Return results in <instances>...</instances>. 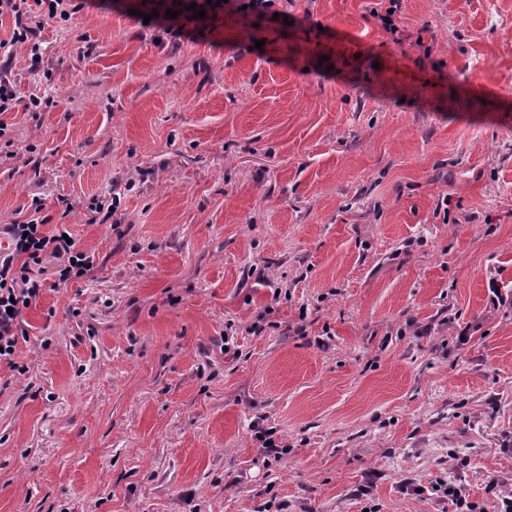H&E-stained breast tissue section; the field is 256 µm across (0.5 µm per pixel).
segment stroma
Here are the masks:
<instances>
[{
	"instance_id": "obj_1",
	"label": "stroma",
	"mask_w": 512,
	"mask_h": 512,
	"mask_svg": "<svg viewBox=\"0 0 512 512\" xmlns=\"http://www.w3.org/2000/svg\"><path fill=\"white\" fill-rule=\"evenodd\" d=\"M380 2L195 41L92 0L14 61L50 104L4 116L0 225L41 200L94 268L0 366V512H453L448 481L495 512L512 0H402L400 44Z\"/></svg>"
}]
</instances>
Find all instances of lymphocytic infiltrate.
<instances>
[{
  "instance_id": "1",
  "label": "lymphocytic infiltrate",
  "mask_w": 512,
  "mask_h": 512,
  "mask_svg": "<svg viewBox=\"0 0 512 512\" xmlns=\"http://www.w3.org/2000/svg\"><path fill=\"white\" fill-rule=\"evenodd\" d=\"M279 0H146L155 9V24L172 38L200 36L194 26L190 5L207 14L245 13L246 16L270 17ZM77 0H0V17L11 16L14 27L10 39L0 40V138L6 136V113L21 109L39 111L42 101L37 95H28L9 76L17 51H25L28 58L38 57L40 44L37 33L44 20L69 21L80 12ZM175 10L176 18H169L168 10ZM7 238L0 249V363L16 368L15 354L19 341L27 339L29 332L22 317L42 295L46 276H53L63 284L80 278L94 266L93 257L76 243L67 242L65 225H50L48 217L30 216L0 228Z\"/></svg>"
}]
</instances>
